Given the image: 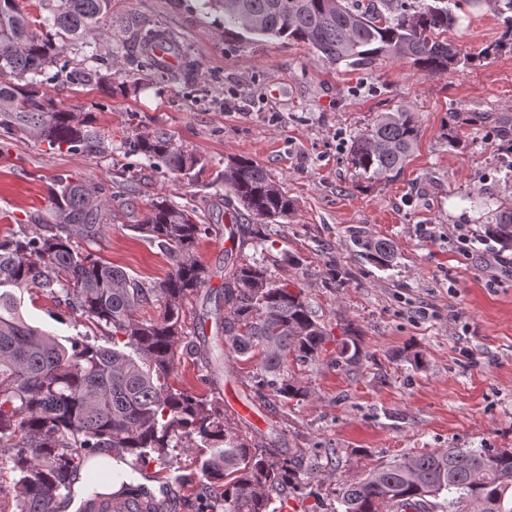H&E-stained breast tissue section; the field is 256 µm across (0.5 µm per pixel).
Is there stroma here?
<instances>
[{
  "mask_svg": "<svg viewBox=\"0 0 512 512\" xmlns=\"http://www.w3.org/2000/svg\"><path fill=\"white\" fill-rule=\"evenodd\" d=\"M450 43L471 56L442 75L400 61L353 71L287 39L248 35L225 22L208 0H112L104 36L67 46L72 65L98 68L110 82L62 87L54 68L40 88L80 113L105 137L102 151L53 149L32 136H0V237L42 232L60 223L49 195L68 177L103 186L113 204L108 229L90 250L151 284L170 262L134 232L150 200L196 210L208 226L195 246L210 279L184 308L187 335L214 336L213 312L224 281V256L251 258L248 224L230 225L219 179L230 158L263 165L295 204L287 219L266 224L265 256L277 279L302 288L330 336L318 359L291 364L309 392L297 402L257 395L254 361L215 345L178 356L177 387L216 398L225 408L248 403L262 417L232 427L286 456L302 455L310 495L298 512L329 502L341 484L369 467L439 448H512V250L475 242L486 195L512 206V49L484 56L503 25L496 0H457ZM160 25L191 55V69L152 79L125 54L132 22ZM415 112L418 145L390 180L356 176L347 151L378 113ZM491 113L487 127L477 115ZM164 128L201 157L188 180L173 179L125 140ZM392 242L397 257L380 267L361 257L353 231ZM26 321L59 338L93 333L63 302L23 293ZM359 346L361 364L338 362L336 346ZM420 355L414 366L411 355ZM197 451L174 448L149 464L158 499L171 512H198Z\"/></svg>",
  "mask_w": 512,
  "mask_h": 512,
  "instance_id": "35a3bbf8",
  "label": "stroma"
}]
</instances>
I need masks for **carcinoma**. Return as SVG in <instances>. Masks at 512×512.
<instances>
[{
	"instance_id": "obj_1",
	"label": "carcinoma",
	"mask_w": 512,
	"mask_h": 512,
	"mask_svg": "<svg viewBox=\"0 0 512 512\" xmlns=\"http://www.w3.org/2000/svg\"><path fill=\"white\" fill-rule=\"evenodd\" d=\"M53 34L38 35L19 0H0V134H34L52 148L91 150L99 139L80 115L58 106L35 89L34 79L57 65L56 77L69 85L100 83L99 71L72 67L62 43L95 33L110 13L112 0H45ZM361 10L345 0H215V6L246 34L302 42L332 64L363 70L394 59L432 74L469 61L443 34L456 17L448 0H380ZM500 40L490 56L512 46V0ZM165 35L146 27L137 47L154 76L163 66L145 51ZM421 135L415 113L400 108L380 113L367 132L353 137L349 163L357 175L387 179L399 173ZM130 151L175 179H187L200 158L185 152L163 129L139 135ZM224 199L233 203L231 223L261 224L284 219L294 202L258 162L237 157L221 174ZM104 188L60 178L50 189L63 223L46 234L14 232L0 238V465H11L12 485H0L20 512H58L64 492L81 470V457L103 453L131 472L165 460L171 447L188 442L212 452L201 461L200 512H276L274 496L304 493L302 458L282 457L235 431L224 421V403L170 383L177 352L194 355L205 335L190 338L182 326L183 305L203 288L207 270L193 248L207 231L194 212L159 196L131 228L171 261L166 277L146 284L125 270L102 263L75 242L94 243L104 234L97 203ZM478 237L512 249V207H492ZM360 255L387 266L394 246L383 239L355 236ZM65 301L79 318L105 331L111 346L75 338L65 346L52 334L28 324L14 291ZM157 305L155 319L135 313ZM216 337L235 354L258 359L256 386L282 400L304 399L307 390L290 374L288 359L305 363L318 357L325 328L302 292L273 277L257 259H224V313H215ZM86 454H81V451ZM443 499L450 512H512L511 448H446L404 456L373 467L342 484L327 512H400Z\"/></svg>"
}]
</instances>
